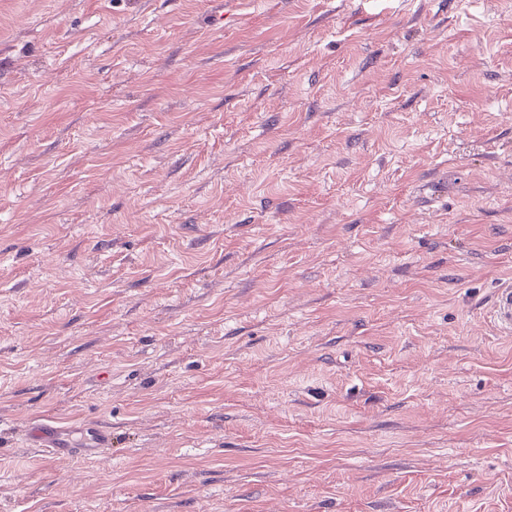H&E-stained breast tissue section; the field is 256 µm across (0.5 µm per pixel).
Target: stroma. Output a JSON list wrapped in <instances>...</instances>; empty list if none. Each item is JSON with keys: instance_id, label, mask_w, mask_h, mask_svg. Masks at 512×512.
I'll list each match as a JSON object with an SVG mask.
<instances>
[{"instance_id": "35a3bbf8", "label": "stroma", "mask_w": 512, "mask_h": 512, "mask_svg": "<svg viewBox=\"0 0 512 512\" xmlns=\"http://www.w3.org/2000/svg\"><path fill=\"white\" fill-rule=\"evenodd\" d=\"M510 283L512 0H0V512H512ZM490 317L498 332L512 335V285L497 290ZM54 429V427L46 424L37 432L38 446L53 455L65 453L70 456L85 455L95 451L96 448H104L103 446L112 441V436L96 425L94 428L96 448H66L64 447V443L60 441V438Z\"/></svg>"}]
</instances>
